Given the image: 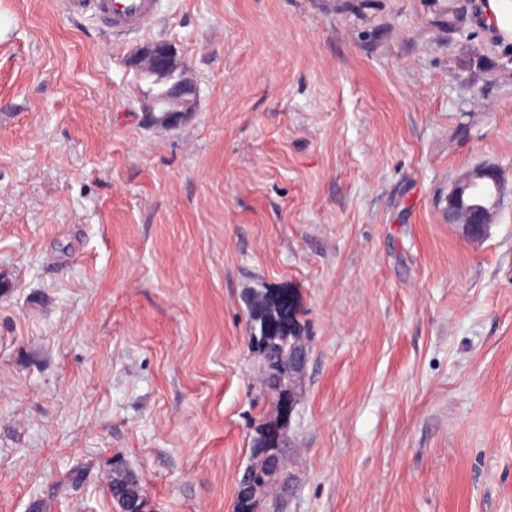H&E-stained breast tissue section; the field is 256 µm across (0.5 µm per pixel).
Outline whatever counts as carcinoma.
Masks as SVG:
<instances>
[{"label": "carcinoma", "mask_w": 512, "mask_h": 512, "mask_svg": "<svg viewBox=\"0 0 512 512\" xmlns=\"http://www.w3.org/2000/svg\"><path fill=\"white\" fill-rule=\"evenodd\" d=\"M446 12L448 33L452 36L473 35L468 26L470 22L484 29L489 27L479 0H448ZM490 47L493 52L499 51L501 68L512 65V43L504 44L493 39ZM251 321L259 328V335L254 340L264 358L263 384L268 389L278 391L282 398L288 395V362L279 356V350L288 340L298 338L291 298L286 294L265 296L253 308ZM254 451L261 457V463L244 472L235 512H253V489L263 484L271 473L283 468L285 463L281 442L273 434L262 436ZM108 486L122 512H141L146 508L147 499L139 488L135 474L125 469L122 463L118 462L113 467Z\"/></svg>", "instance_id": "carcinoma-1"}]
</instances>
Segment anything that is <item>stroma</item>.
<instances>
[{
	"label": "stroma",
	"instance_id": "stroma-1",
	"mask_svg": "<svg viewBox=\"0 0 512 512\" xmlns=\"http://www.w3.org/2000/svg\"><path fill=\"white\" fill-rule=\"evenodd\" d=\"M444 0H157L104 36L0 0V512H512V74ZM179 49L198 110L139 121L129 53ZM498 169L480 240L450 186ZM307 347L276 409L251 290ZM79 486H71L72 475ZM254 451L261 457V463L244 472L235 512H254L251 501L253 489L263 484L272 472L283 468L285 463L283 448L276 435L267 436L265 433ZM109 492L122 512H140L146 508L147 499L143 496L135 474L116 462L108 483Z\"/></svg>",
	"mask_w": 512,
	"mask_h": 512
}]
</instances>
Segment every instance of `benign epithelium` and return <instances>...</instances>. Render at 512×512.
Masks as SVG:
<instances>
[{
    "label": "benign epithelium",
    "mask_w": 512,
    "mask_h": 512,
    "mask_svg": "<svg viewBox=\"0 0 512 512\" xmlns=\"http://www.w3.org/2000/svg\"><path fill=\"white\" fill-rule=\"evenodd\" d=\"M126 64L137 75H146L163 90L165 99L157 100L144 94L138 98L140 121L148 128L175 129L186 123L198 109V89L189 77L182 55L169 41H147L137 46L127 57ZM479 179L491 182L493 196L488 203L470 215L458 219L472 240L482 239L498 212L503 197V182L499 172L490 166H479L461 176L448 192V212L457 213L464 197L471 194Z\"/></svg>",
    "instance_id": "benign-epithelium-1"
}]
</instances>
